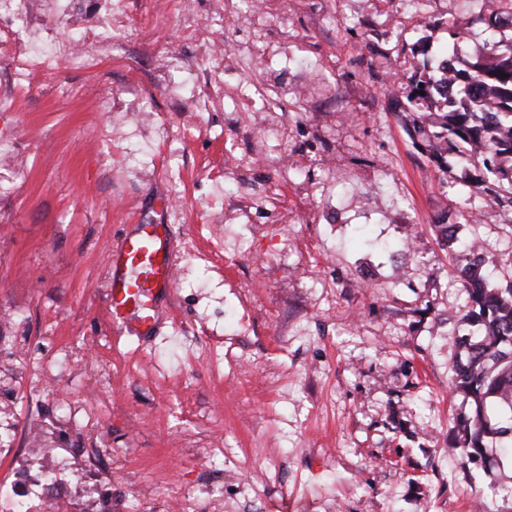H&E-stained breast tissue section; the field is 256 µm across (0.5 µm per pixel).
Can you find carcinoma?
Here are the masks:
<instances>
[{
  "mask_svg": "<svg viewBox=\"0 0 512 512\" xmlns=\"http://www.w3.org/2000/svg\"><path fill=\"white\" fill-rule=\"evenodd\" d=\"M504 77H499V74ZM409 135L437 166L453 151L458 162L473 170L469 191L480 196L487 213L512 214V47L496 58L470 66L458 82L456 98L441 112L420 108L436 95H446L441 74H415L401 82ZM441 242L454 251L460 242L457 224L435 225ZM466 265L460 280L472 303L469 322L477 334L459 340L465 359L457 362L451 381L471 402V414L457 420L454 447L482 456L490 437L505 440L502 451L512 455V276L496 286L484 275L477 241L464 246Z\"/></svg>",
  "mask_w": 512,
  "mask_h": 512,
  "instance_id": "1",
  "label": "carcinoma"
}]
</instances>
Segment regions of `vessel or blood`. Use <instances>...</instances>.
I'll return each mask as SVG.
<instances>
[{
	"label": "vessel or blood",
	"instance_id": "obj_1",
	"mask_svg": "<svg viewBox=\"0 0 512 512\" xmlns=\"http://www.w3.org/2000/svg\"><path fill=\"white\" fill-rule=\"evenodd\" d=\"M108 294L114 326L137 334L156 327L155 301L174 286V240L169 225L139 224L108 257Z\"/></svg>",
	"mask_w": 512,
	"mask_h": 512
}]
</instances>
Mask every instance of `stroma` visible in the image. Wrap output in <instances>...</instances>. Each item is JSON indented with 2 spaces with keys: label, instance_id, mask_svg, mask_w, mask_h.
<instances>
[{
  "label": "stroma",
  "instance_id": "1",
  "mask_svg": "<svg viewBox=\"0 0 512 512\" xmlns=\"http://www.w3.org/2000/svg\"><path fill=\"white\" fill-rule=\"evenodd\" d=\"M123 2L134 26L94 66L0 70V486L25 475L66 512H472L487 473L511 486L494 439L477 463L448 445L471 327L434 226L469 174L429 162L397 94L449 26L466 61L499 34L469 0ZM104 11L28 15L66 40ZM218 15L206 46L185 24ZM138 220L178 252L149 336L107 309L106 255ZM460 234L494 282L512 272L511 224Z\"/></svg>",
  "mask_w": 512,
  "mask_h": 512
}]
</instances>
